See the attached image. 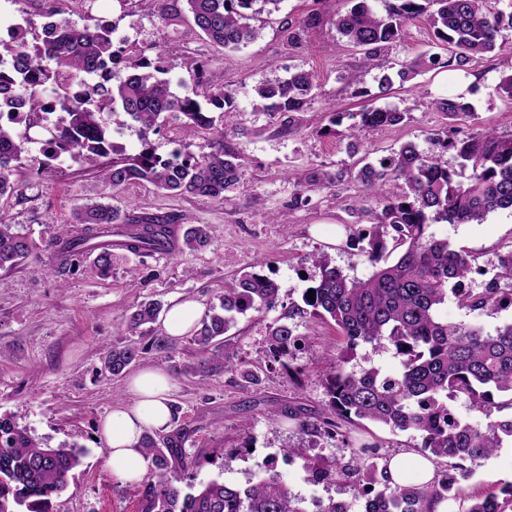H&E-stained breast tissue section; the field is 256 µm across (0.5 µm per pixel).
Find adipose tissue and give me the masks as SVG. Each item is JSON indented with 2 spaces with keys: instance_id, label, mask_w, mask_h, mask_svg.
I'll return each mask as SVG.
<instances>
[{
  "instance_id": "obj_1",
  "label": "adipose tissue",
  "mask_w": 512,
  "mask_h": 512,
  "mask_svg": "<svg viewBox=\"0 0 512 512\" xmlns=\"http://www.w3.org/2000/svg\"><path fill=\"white\" fill-rule=\"evenodd\" d=\"M133 403L112 409L101 426L107 445L106 466L112 476L126 484L141 482L149 471L150 459L143 454L139 442L145 431L165 429L171 419V383L162 369L150 368L138 372L129 382ZM387 471L394 483L408 479L429 482L436 465L417 453H398L391 457Z\"/></svg>"
}]
</instances>
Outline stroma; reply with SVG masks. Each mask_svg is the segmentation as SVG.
Wrapping results in <instances>:
<instances>
[{"mask_svg": "<svg viewBox=\"0 0 512 512\" xmlns=\"http://www.w3.org/2000/svg\"><path fill=\"white\" fill-rule=\"evenodd\" d=\"M349 7L348 0H282L260 39L229 54L223 65H212L214 83L236 90L237 115L224 121V143L239 154L240 179L225 203L174 196L146 183L112 190L104 187L89 164L72 160L45 178L23 169L21 176L28 182L23 196L0 198V213L7 222L39 244L56 237L62 226L73 225L76 207L102 198L125 211L169 213L187 224H206L212 233L206 250L131 255L115 264L106 279L97 277L86 262L62 274L56 266L31 262L8 272L0 270V417L11 418L50 446L67 443L83 449L80 466L53 501L54 512H141V485L112 477L105 466V442L98 437L112 407L132 402L130 377L161 365L150 348L152 337L162 333L161 323L126 332L121 317L127 307L143 299L168 304L193 298L207 310L220 305L225 283L261 265L263 273L279 284L281 304L262 313L239 315L235 331L239 357L263 363L261 342L268 325L301 304L305 289L319 278L313 255L327 254L333 265L353 278H368L373 271L359 255L355 239L359 230L374 222L373 204L360 201L359 187L350 177L357 157L374 161L408 141L433 151L435 134L447 124L434 103L451 95L463 96L473 106L472 115L458 123L462 133L512 134V101L497 92L502 76L512 73V28L501 32L504 50L473 60L459 71L429 68L402 89L377 99V106L408 110L405 123L357 134L344 123L325 132L332 108L355 112L363 104L350 81L351 74L360 72V55L337 42L330 23ZM312 13L319 15V25L305 30L299 49H289L281 20ZM68 17L79 25L109 21L118 36L142 46L170 42L169 76L175 82L193 83L191 58L213 54L193 33L186 12L165 28L150 10L130 0H95L90 7L73 6ZM431 50L430 28L415 18L409 21L404 40L394 44L384 60L395 71ZM294 68L314 71L318 90L310 108L296 113L292 129L285 131L267 113L254 109V88ZM314 171L334 176V183L307 187L306 179ZM303 191L309 204H294L295 194ZM430 230L491 268L499 252L512 245V211L490 213L481 224L442 221ZM439 316L491 332L512 320V309L471 311L452 297L441 306ZM297 325L306 343L291 371L261 372L258 385L246 384L232 372L203 380L173 377L170 399L178 408L177 426L188 435L185 450L192 483L219 479L245 484L255 463L273 454L281 478L307 502L331 498L348 502L351 487L313 482L304 469L306 458L322 457L331 468L347 462L353 447L363 443L377 444L388 456L420 445L414 433L367 422L344 424L342 441L299 434L295 421L285 418L282 410L298 405L308 415L321 414L328 400L327 360L341 338L327 324L301 318ZM115 344L136 346L141 356L121 375L111 376L102 371V356ZM245 443L250 444V452H241ZM510 483L512 445H507L459 481L448 512H466L474 496Z\"/></svg>", "mask_w": 512, "mask_h": 512, "instance_id": "obj_1", "label": "stroma"}]
</instances>
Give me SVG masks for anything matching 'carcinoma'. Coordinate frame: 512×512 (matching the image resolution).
I'll return each mask as SVG.
<instances>
[{
	"mask_svg": "<svg viewBox=\"0 0 512 512\" xmlns=\"http://www.w3.org/2000/svg\"><path fill=\"white\" fill-rule=\"evenodd\" d=\"M64 28L63 39L51 50L34 33V20L23 18L8 30L12 53L11 82H0V198L23 190L17 179L28 144L36 142L31 129L48 134L41 141L36 174L53 171L67 158L97 164L102 182L112 188L130 182L149 183L175 195L208 197L222 203L239 181V155L224 145V129L213 116L235 111L234 92L217 87L206 60L196 62V81L172 90L166 48H143L126 38L114 41L115 27L106 20L77 26L64 17L65 4L56 0ZM179 0H139L156 12L163 25L179 18ZM199 40L233 52L261 37V15L279 11L282 0H185ZM353 0L350 9L336 15V33L363 51L362 67L378 68L379 57L406 35L407 22L426 17L433 44L448 52L420 56L396 73L376 77L377 92L352 76L354 94L371 100L388 95L395 84L414 79L422 69L442 65L459 70L477 56L493 52L501 29L512 28V3L501 0ZM319 23V16L284 20L288 46L301 43L304 29ZM32 39H27L28 33ZM132 70L116 79V69ZM316 75L296 70L286 78L269 80L254 88V107L272 118L303 112L315 100ZM435 109L450 120L472 114L463 97L435 102ZM124 113L141 132V149L128 155L112 141L105 115ZM408 110L366 106L349 114L357 119L351 129L375 131L403 123ZM177 120V148L163 157L151 146L148 133L159 132ZM211 135L207 150L190 151V140ZM437 152L428 156L414 142H406L376 162L365 161L352 174L361 187L362 200L376 204L377 223L358 237L361 249L375 270L366 279L351 278L321 255L314 259L320 278L312 294H304L305 307L288 312L269 327L264 338L266 370L289 369L304 338L292 322L295 314L329 321L343 337V345L329 362L325 388L329 397L321 419L312 421L299 407L284 410L296 421L300 434L329 438L342 436L340 422L365 420L392 432L412 431L421 437L419 453L451 460V468L438 471L428 484L411 480L391 483L388 458L378 447L364 444L353 449L352 463L330 472L317 458L305 469L315 481L352 485L364 512H428L431 501H445L457 483L490 459L504 442L512 441V322L486 332L478 326L451 325L438 317L439 308L453 292L461 306L473 310L512 308V288L492 282L475 292L461 282L479 271L476 259L450 247L448 240L428 233L430 224H480L488 214L512 209V135L494 131L460 138L448 126L437 139ZM461 159L463 175L448 168V152ZM404 184L386 196L383 183ZM79 228L37 246L26 234L13 231L0 213V270L10 271L47 253L66 271L86 258L101 277L112 273L115 262L127 254L166 252L173 215L123 213L109 203L92 202L75 212ZM207 224H190L177 249L193 252L211 245ZM397 254L395 261L384 258ZM497 278L512 283V245L497 256ZM280 302L279 285L260 272H247L225 284L222 312L203 318L193 331L197 357L176 363V342L155 336L151 348L170 363L176 375L212 377L236 372L248 384L260 382L255 366L237 358L235 337L229 331L236 315L261 313ZM163 309L159 300L133 305L124 315L129 330L154 322ZM385 349L400 359L401 370L386 374L374 364L350 365L357 349ZM140 357L135 346H114L103 357V369L122 374ZM467 403L471 418L457 416L451 402ZM496 409L503 416L484 428L477 416ZM186 435L178 430L160 435L147 432L140 447L152 467L142 491V512H309L305 500L293 493L276 472V458L255 463L256 470L243 485L211 480L198 486L186 482ZM82 451L74 445L51 447L18 426L0 418V512H52V499L63 491L67 477L80 464ZM465 512H512V484L500 493L475 500Z\"/></svg>",
	"mask_w": 512,
	"mask_h": 512,
	"instance_id": "obj_1",
	"label": "carcinoma"
}]
</instances>
